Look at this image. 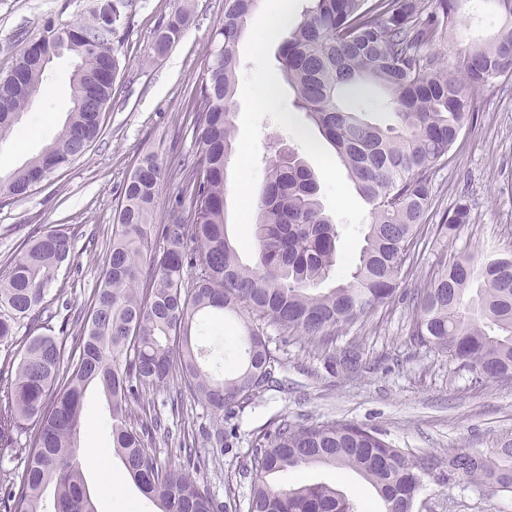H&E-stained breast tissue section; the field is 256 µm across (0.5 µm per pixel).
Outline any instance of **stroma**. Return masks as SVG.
<instances>
[{
  "instance_id": "obj_1",
  "label": "stroma",
  "mask_w": 512,
  "mask_h": 512,
  "mask_svg": "<svg viewBox=\"0 0 512 512\" xmlns=\"http://www.w3.org/2000/svg\"><path fill=\"white\" fill-rule=\"evenodd\" d=\"M95 0H0V72L8 70L24 40L39 37L46 24L60 27L87 18ZM183 6L182 0H129L128 25L113 38L121 59L112 102L102 114L99 137L68 167L55 171L26 197L0 201V275L29 234L49 227L68 232L75 254L58 283L74 308L90 302L112 238L122 189L147 152L162 167L154 221L166 224L175 201L186 200L185 168L197 152L189 101L201 75L200 63L224 17V0H194L191 21L164 56L153 51L156 29ZM71 55L54 60L46 84L20 124L0 142V175L38 155L59 133L71 107ZM478 120L463 131L447 164L434 170L435 206L404 277L407 293L423 287L439 259L464 251L512 250V79L498 82L476 98ZM467 200L470 221L453 239L438 236L444 210ZM414 308L397 300L373 313L359 333L365 367L345 376L327 373L318 354L298 338L265 327L281 365L276 385L225 419L224 448L212 451L206 432L210 411L191 396L171 406L168 392L146 391L132 400L134 412L161 413L172 437L157 442L160 458L178 457L180 443L209 454L207 477L225 512L245 507L257 448L266 444L281 420L310 424L347 420L378 428L409 456L447 459L450 450L484 452L512 442V381L486 383L458 369L445 354L412 346ZM81 457L88 489L98 512H152L117 458L95 465L109 448L106 402L89 389L85 398ZM326 482L379 512L374 489L356 473L309 467L282 473L278 482ZM413 512H512V493L475 489L450 480L425 479Z\"/></svg>"
}]
</instances>
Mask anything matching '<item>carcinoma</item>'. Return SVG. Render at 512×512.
I'll return each instance as SVG.
<instances>
[{"instance_id":"1","label":"carcinoma","mask_w":512,"mask_h":512,"mask_svg":"<svg viewBox=\"0 0 512 512\" xmlns=\"http://www.w3.org/2000/svg\"><path fill=\"white\" fill-rule=\"evenodd\" d=\"M107 20L98 7L64 28L49 25L42 51L60 46L77 57L72 107L57 137L23 167L0 177V193L28 195L37 182L84 154L102 119L91 111L112 100V83L95 100L84 77L120 70L112 35L125 20L128 0ZM281 46L282 75L296 107L332 145L356 193L368 206L359 260L344 281L320 290L336 268L341 231L325 213L314 173L292 150L266 161L253 207L252 263L242 261L227 232L226 170L237 154L234 116L238 95V44L257 0H224V18L212 36L192 96L196 161L186 178L190 207L174 224H154L159 167L143 156L123 191L116 229L89 306L52 325L55 304L68 309L61 269L74 259L70 236L59 229L30 236L0 278V457L7 482L3 512H96L79 439L84 399L94 386L106 398L112 455L156 512H224L195 448L178 468L151 445L170 434L160 415H134L129 398L165 390L179 377L184 390L213 414L240 409L273 382L280 361L264 332L245 326L234 338L238 365L224 362L226 312L257 313L322 351L333 374L362 367L359 341L336 348V333L351 330L399 294L405 265L414 260L417 235L433 205L432 170L448 160L463 129L477 120L475 97L497 78H512V0H492L495 31L469 41L450 60L429 49L460 33L470 0H311ZM192 13L186 5L156 30L155 55L180 40ZM47 70L21 50L0 74V140L12 133ZM377 89L396 122L385 127L363 118L365 91ZM459 202L443 214L436 232L450 236L469 223ZM147 274H142V264ZM410 343L448 354L461 370L485 382L512 380V257L494 254L442 259L414 292ZM27 335L17 339L21 324ZM79 327L75 345L66 332ZM182 390V391H184ZM177 396L172 404L179 403ZM326 465L360 474L376 491L383 512H412L423 476L440 465L433 455L411 459L377 429L336 420L306 425L281 422L257 454L246 512H365L335 486H271L276 472ZM449 476L477 488L512 492V443L486 454L448 456Z\"/></svg>"}]
</instances>
